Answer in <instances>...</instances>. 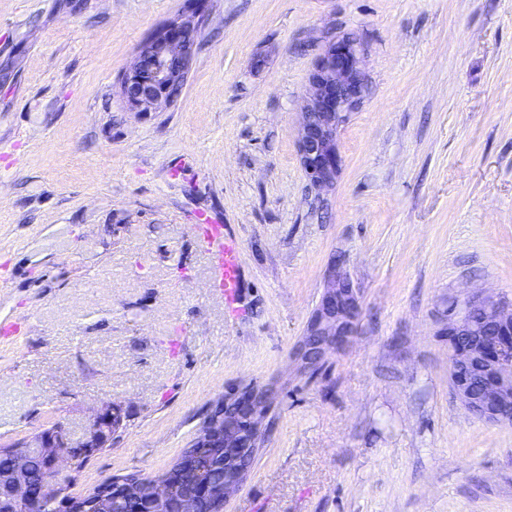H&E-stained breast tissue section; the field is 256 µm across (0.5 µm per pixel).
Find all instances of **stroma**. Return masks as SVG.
Instances as JSON below:
<instances>
[{"label": "stroma", "instance_id": "1", "mask_svg": "<svg viewBox=\"0 0 512 512\" xmlns=\"http://www.w3.org/2000/svg\"><path fill=\"white\" fill-rule=\"evenodd\" d=\"M198 9L179 98L119 82ZM367 93L313 203L297 147L331 37ZM179 174H172V166ZM242 245L238 317L191 231ZM341 257L359 332L316 375L293 350ZM512 303V0H0V448L114 405L70 493L169 469L225 395L273 393L272 427L224 512H512V426L449 380V306Z\"/></svg>", "mask_w": 512, "mask_h": 512}]
</instances>
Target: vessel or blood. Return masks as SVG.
Returning a JSON list of instances; mask_svg holds the SVG:
<instances>
[{
	"mask_svg": "<svg viewBox=\"0 0 512 512\" xmlns=\"http://www.w3.org/2000/svg\"><path fill=\"white\" fill-rule=\"evenodd\" d=\"M199 249L209 256V287L224 298L225 306L238 299L241 283V253L236 238L220 221L204 218L193 227Z\"/></svg>",
	"mask_w": 512,
	"mask_h": 512,
	"instance_id": "1",
	"label": "vessel or blood"
}]
</instances>
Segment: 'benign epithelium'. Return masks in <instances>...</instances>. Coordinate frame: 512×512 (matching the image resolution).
<instances>
[{
    "mask_svg": "<svg viewBox=\"0 0 512 512\" xmlns=\"http://www.w3.org/2000/svg\"><path fill=\"white\" fill-rule=\"evenodd\" d=\"M200 23L195 15L169 21L136 50L120 82L121 95L138 112H152L172 101L171 90L187 78ZM368 86L361 67L359 44L348 36L331 38L312 73L297 129L298 153L306 173L313 203L326 201L340 169L338 134L350 114L358 109ZM361 312L359 289L352 284L342 260L330 262L321 299L293 352L302 373L342 350L357 332ZM512 332V304L483 291L473 293L448 308L444 333L460 346L449 352L450 376L455 396L473 415L493 423L512 424V355L500 347ZM267 388L250 387L224 397L206 417L193 439L196 448H221L224 457L244 460L245 466L224 472V479H205L195 494L183 498L179 512H198L197 502L211 500L217 512L246 480L262 447V425L271 411ZM119 411L111 405L95 417L82 438L94 453L116 426ZM42 455L54 462L66 456L55 429H46L17 455L14 468L0 479V512H37L46 500L61 503L62 512H85L82 498H65L56 477L32 484L27 457ZM175 487L166 478L136 479L135 484L112 479V491H96L94 512H111L113 503L128 500L126 512H165Z\"/></svg>",
    "mask_w": 512,
    "mask_h": 512,
    "instance_id": "1",
    "label": "benign epithelium"
}]
</instances>
